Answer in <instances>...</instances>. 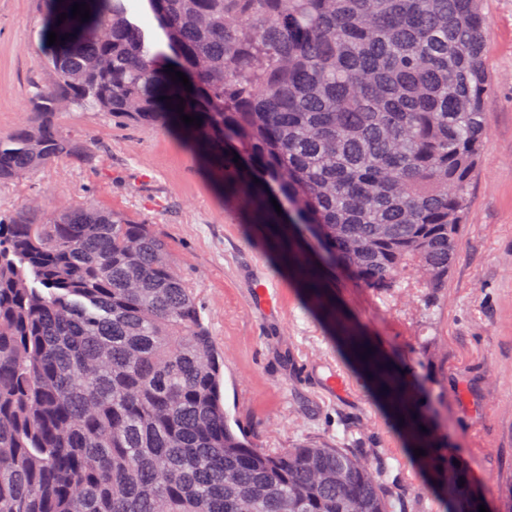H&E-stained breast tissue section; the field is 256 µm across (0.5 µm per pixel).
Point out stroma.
<instances>
[{"label":"stroma","mask_w":512,"mask_h":512,"mask_svg":"<svg viewBox=\"0 0 512 512\" xmlns=\"http://www.w3.org/2000/svg\"><path fill=\"white\" fill-rule=\"evenodd\" d=\"M492 78L489 133L467 195L468 222L439 309L390 305L340 269L326 271L342 323L406 369L417 404L448 458L469 472L490 512L512 498V0H483ZM46 16L36 0H0V137L36 122L33 83L51 76ZM60 125L100 143L95 165L49 164L28 183L0 184V210L94 199L167 238L224 355V408L261 448L328 444L367 456L404 512H452L408 451L405 434L333 326L271 249L207 162L170 128L130 127L91 111ZM266 284L274 306L258 301Z\"/></svg>","instance_id":"obj_1"}]
</instances>
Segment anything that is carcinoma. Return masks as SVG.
<instances>
[{
  "instance_id": "cac0c4a2",
  "label": "carcinoma",
  "mask_w": 512,
  "mask_h": 512,
  "mask_svg": "<svg viewBox=\"0 0 512 512\" xmlns=\"http://www.w3.org/2000/svg\"><path fill=\"white\" fill-rule=\"evenodd\" d=\"M47 2V31L68 38L41 62L52 81L33 85L38 122L0 138V184L59 159L94 164L99 148L57 123L59 99L171 125L243 193L268 244L302 226L383 302L433 314L488 136L480 0H148L163 44L132 0ZM76 2L89 19L70 17ZM180 103L201 126L180 120ZM288 253L336 321L320 264ZM223 366L153 225L92 200L0 212V512H396L363 456L238 435ZM406 425L432 481L478 512L481 493L439 469L447 449Z\"/></svg>"
}]
</instances>
